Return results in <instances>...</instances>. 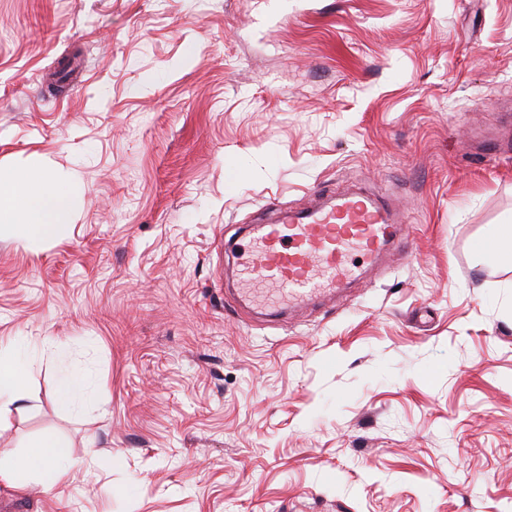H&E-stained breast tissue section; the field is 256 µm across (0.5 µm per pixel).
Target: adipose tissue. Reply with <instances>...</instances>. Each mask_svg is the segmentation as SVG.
Segmentation results:
<instances>
[{"label": "adipose tissue", "mask_w": 512, "mask_h": 512, "mask_svg": "<svg viewBox=\"0 0 512 512\" xmlns=\"http://www.w3.org/2000/svg\"><path fill=\"white\" fill-rule=\"evenodd\" d=\"M73 197L66 185L38 168L24 175L0 170V224L19 227L22 241L56 239L69 222ZM26 468L39 474L45 486L62 482L73 462L68 449L47 435L34 444Z\"/></svg>", "instance_id": "adipose-tissue-1"}]
</instances>
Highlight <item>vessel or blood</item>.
<instances>
[{
    "mask_svg": "<svg viewBox=\"0 0 512 512\" xmlns=\"http://www.w3.org/2000/svg\"><path fill=\"white\" fill-rule=\"evenodd\" d=\"M400 232L397 215L363 194L342 195L329 206L282 212L254 229L243 271L274 287L281 300L312 302L351 278V254L377 258Z\"/></svg>",
    "mask_w": 512,
    "mask_h": 512,
    "instance_id": "1",
    "label": "vessel or blood"
}]
</instances>
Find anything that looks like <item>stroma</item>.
Here are the masks:
<instances>
[{"label":"stroma","mask_w":512,"mask_h":512,"mask_svg":"<svg viewBox=\"0 0 512 512\" xmlns=\"http://www.w3.org/2000/svg\"><path fill=\"white\" fill-rule=\"evenodd\" d=\"M33 166L75 218L0 232V463L79 465L0 512H512V267L474 248L512 225V0H0V168ZM347 190L396 244L241 302L225 241ZM25 369L14 359L0 354V426L1 400L15 401L21 398L25 383ZM32 448L20 467L37 472L45 486L51 487L62 482L68 476L69 469L75 466L68 448L51 435L41 438Z\"/></svg>","instance_id":"35a3bbf8"}]
</instances>
